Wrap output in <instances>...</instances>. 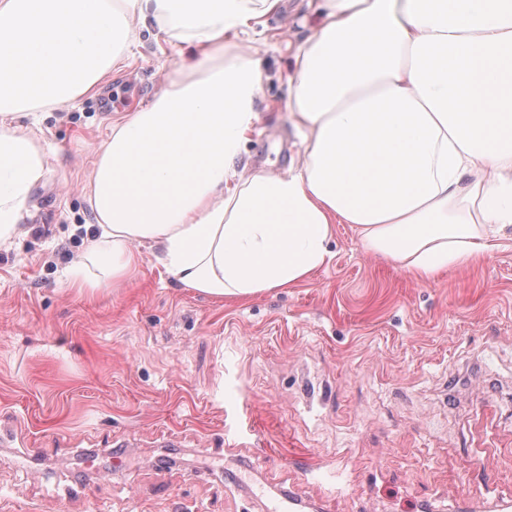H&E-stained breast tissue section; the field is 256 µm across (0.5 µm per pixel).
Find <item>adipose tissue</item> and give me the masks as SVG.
<instances>
[{
  "label": "adipose tissue",
  "mask_w": 512,
  "mask_h": 512,
  "mask_svg": "<svg viewBox=\"0 0 512 512\" xmlns=\"http://www.w3.org/2000/svg\"><path fill=\"white\" fill-rule=\"evenodd\" d=\"M279 3L0 0V240L48 166L16 118L96 92L146 26L195 52L99 146L100 233L71 275L121 278L148 241L181 287L239 299L328 265L337 224L425 279L492 257L512 229V0H321L286 98L308 153L244 174L262 67L225 38Z\"/></svg>",
  "instance_id": "1"
}]
</instances>
